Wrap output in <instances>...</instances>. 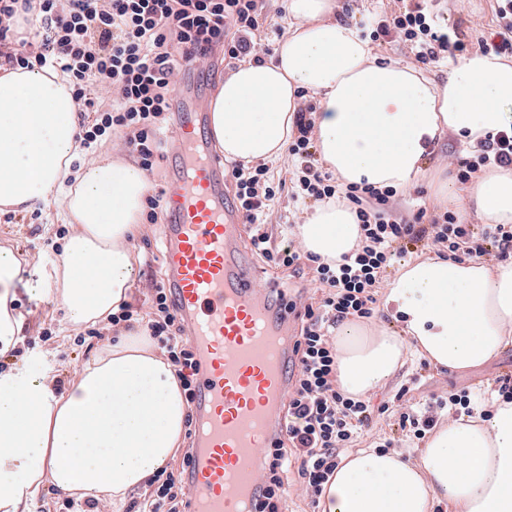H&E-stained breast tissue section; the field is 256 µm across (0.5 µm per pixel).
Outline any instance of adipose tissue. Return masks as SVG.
<instances>
[{
    "label": "adipose tissue",
    "mask_w": 512,
    "mask_h": 512,
    "mask_svg": "<svg viewBox=\"0 0 512 512\" xmlns=\"http://www.w3.org/2000/svg\"><path fill=\"white\" fill-rule=\"evenodd\" d=\"M290 24L274 55L240 65L210 103L219 152L246 164L280 161L305 96L317 102L318 156L341 183L410 188L426 174L427 147L445 130L470 145L512 126V64L481 52L443 81L373 53L336 0H288ZM0 44V211L56 207L73 225L61 257L30 288L53 298L71 329L107 322L131 300L138 274L146 172L115 146L79 163L77 105L66 79L39 65H11ZM440 204L512 224V169L493 168L460 192L440 183ZM303 250L330 262L353 251L350 206L322 202L296 226ZM23 266L0 247V354L15 349L24 319L14 288ZM385 304L402 326L348 321L335 332L336 384L361 398L408 357L437 368H477L512 347V261L490 268L434 257L404 264ZM187 403L173 365L142 330L83 362L63 393L19 366L0 372V512H32L52 485L78 498L119 503L171 461ZM512 512V401L476 404L426 441L417 462L362 448L345 455L318 512Z\"/></svg>",
    "instance_id": "adipose-tissue-1"
}]
</instances>
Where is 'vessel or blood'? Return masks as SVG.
<instances>
[{
	"mask_svg": "<svg viewBox=\"0 0 512 512\" xmlns=\"http://www.w3.org/2000/svg\"><path fill=\"white\" fill-rule=\"evenodd\" d=\"M176 144L180 165L162 200V240L176 308L200 363L187 475L192 512H252L261 451L286 431L297 315L272 305L256 285L203 98L187 105Z\"/></svg>",
	"mask_w": 512,
	"mask_h": 512,
	"instance_id": "b4317fda",
	"label": "vessel or blood"
}]
</instances>
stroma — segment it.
<instances>
[{
  "instance_id": "35a3bbf8",
  "label": "stroma",
  "mask_w": 512,
  "mask_h": 512,
  "mask_svg": "<svg viewBox=\"0 0 512 512\" xmlns=\"http://www.w3.org/2000/svg\"><path fill=\"white\" fill-rule=\"evenodd\" d=\"M496 0H439L435 8L436 21L440 26L457 28L466 32L468 53L478 52L481 42L492 41L498 30ZM234 60H214L201 68L185 70L174 77L173 113L183 112L187 101L197 93L213 98L224 79L237 68ZM475 153L464 146L453 132H444L437 138L426 157V176L418 184L416 194L408 202L411 209L433 208L432 180L447 171L450 184L458 182L457 163L473 160ZM55 225L49 224L46 209L31 207L22 214H0V247L12 248L20 257L27 259L26 274L37 277L39 271L49 266L44 240L53 236ZM140 261L134 285L132 305L138 312H146L150 296L151 282L163 278L164 246L160 238V227L144 223L143 231L134 242ZM15 308L25 318L24 341L17 352L0 356L6 366L27 363L29 355H38L47 362L52 376L72 382L77 368L91 355L103 349L112 339V330L97 327L96 331L81 329L71 331L62 311L49 298H31L24 287L16 289ZM51 331L50 339H43V331ZM512 373V347L485 366L458 372L439 369L423 364L421 360H408L396 370L387 383L366 396L365 401L374 409L372 422L357 441L358 447L372 448L379 443L392 441L395 450L409 458H417V440L397 424L395 408L399 395H406L411 402L425 404L430 399L448 397L453 393L468 391L478 393L480 386L488 378Z\"/></svg>"
}]
</instances>
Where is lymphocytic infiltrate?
<instances>
[{"instance_id": "1", "label": "lymphocytic infiltrate", "mask_w": 512, "mask_h": 512, "mask_svg": "<svg viewBox=\"0 0 512 512\" xmlns=\"http://www.w3.org/2000/svg\"><path fill=\"white\" fill-rule=\"evenodd\" d=\"M425 0H411L403 12L372 24L361 22L371 42L389 38L411 43L415 58L431 64L466 49L464 31L438 26ZM261 0H0V16L23 14L39 40L38 53L21 42L13 59L52 65L65 74L78 107L84 147L121 128L140 165L152 171L171 110V78L180 60L201 65L216 54L260 62L251 36L260 25ZM313 109L299 110L288 145L300 174L293 197L319 203H349L361 230L357 249L337 262L305 263L295 235L273 239L268 227L270 205L280 188L265 166L235 164V202L251 226L250 245L270 266L304 276L320 291L317 304L305 305L294 345L297 371L285 404L287 430L277 445L263 449V467L255 491V512H288L290 472H297L308 498L322 493L333 476L341 451L372 419L370 406L336 387L334 332L351 318L371 317L385 273L404 253L438 249L449 257L482 263L512 255V225L487 224L481 232L457 223L448 212L426 214L402 210V192L368 185L335 183L316 158ZM473 162H463L460 182H469L482 166L512 168V128L486 135ZM145 327L175 368L187 400H194L199 362L164 282L152 284ZM468 394H452L416 406L402 402L401 428L423 439L448 406L469 403ZM150 504L136 512H188L189 493L182 477L160 469L153 477Z\"/></svg>"}]
</instances>
